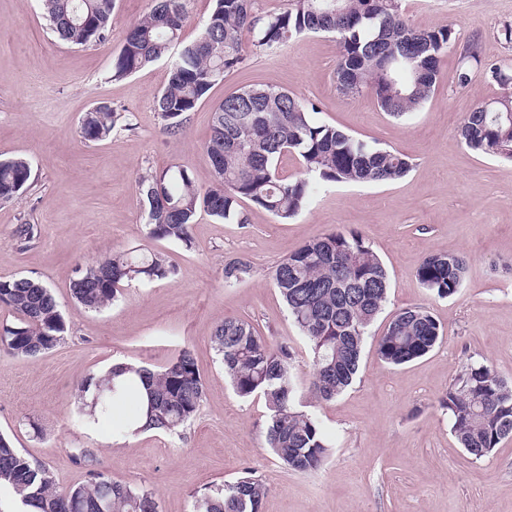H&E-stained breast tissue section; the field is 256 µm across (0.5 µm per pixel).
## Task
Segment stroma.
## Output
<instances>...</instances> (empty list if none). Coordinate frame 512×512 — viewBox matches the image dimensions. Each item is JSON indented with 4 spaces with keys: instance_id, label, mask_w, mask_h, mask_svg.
Wrapping results in <instances>:
<instances>
[{
    "instance_id": "obj_1",
    "label": "stroma",
    "mask_w": 512,
    "mask_h": 512,
    "mask_svg": "<svg viewBox=\"0 0 512 512\" xmlns=\"http://www.w3.org/2000/svg\"><path fill=\"white\" fill-rule=\"evenodd\" d=\"M154 0H115L109 37L78 47L50 32L39 0H0V158L24 157L31 188L0 204V277L41 280L66 323L58 347L35 358L0 356V434L44 463L58 487L86 480L76 449H98L115 481L155 492L160 512H192V495L254 470L269 488L262 512H512V439L474 459L459 447L440 397L475 359L512 378V161L467 148L458 127L477 103L501 94L486 73L512 63V0H400L408 22L451 26L455 40L431 99L398 120L370 91L337 87L339 45L309 34L274 52L242 40L243 64L225 73L178 137L161 130L154 101L165 62L114 78L112 62L133 23ZM484 63L468 87L451 81L463 46ZM262 84L315 103L316 119L381 148L405 154L412 169L384 184L320 187L310 206L283 222L244 201L245 223L200 215L192 243L145 235L135 180L147 171L189 167L199 187L212 170L203 152L212 109L225 94ZM105 102L129 117L104 140L88 143L80 121ZM34 225L29 242L17 225ZM359 233L384 263L388 300L369 329L352 387L312 411L332 441L323 467H282L265 438L264 399L238 397L224 380L211 336L226 318L250 321L270 342L288 343L300 387L312 379L309 347L271 280L275 267L305 241L332 231ZM147 248L165 254L172 277L123 286L102 312L71 295L74 269L112 251ZM431 252L460 253L462 288L441 299L422 287L417 269ZM252 266L244 281L224 283L227 262ZM424 307L443 328L442 341L409 364L390 367L375 353L394 314ZM189 347L206 381L198 414L176 433L128 434L104 419L89 426L74 412L78 382L114 363L162 367Z\"/></svg>"
}]
</instances>
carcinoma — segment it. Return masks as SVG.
<instances>
[{"mask_svg": "<svg viewBox=\"0 0 512 512\" xmlns=\"http://www.w3.org/2000/svg\"><path fill=\"white\" fill-rule=\"evenodd\" d=\"M53 35L74 46L107 39L114 0H40ZM190 0H155L152 10L129 30L112 64V76L124 77L161 60L168 62L167 82L154 106L166 134L182 135L191 113L224 73L243 62L241 36L273 52L310 33L333 34L340 45L337 85L356 95L368 89L378 106L395 118L421 108L435 93L443 56L454 39L450 26L412 27L398 0H288L279 11L257 16L252 0H214L201 37L181 44ZM479 56L460 59L454 82L472 81ZM512 93L479 104L467 113L459 136L471 150L512 161ZM318 107L294 94L251 85L224 97L213 108L211 135L204 145L213 174L202 190L193 172L181 165L138 178L146 236L191 245V229L205 212L223 221L245 222L239 203L247 200L282 221L296 217L320 182L384 183L405 177L412 163L402 153L378 148L334 125L320 124ZM122 115L98 104L82 117L87 142L106 138ZM290 153L303 169L299 177L279 173L278 162ZM28 159L0 160V203L12 202L31 186ZM467 262L459 254L435 252L422 260L420 283L440 298L461 287ZM251 265L236 260L224 265V282H241ZM173 265L159 252L119 250L91 265L80 266L71 282L78 304L100 312L133 281L163 280ZM272 279L290 316L311 351L310 395L330 401L354 382L369 328L382 312L390 288L388 272L357 233L333 231L305 241L273 271ZM0 305L13 317L0 325V355L35 359L64 341L66 324L51 289L24 276L0 278ZM443 338L440 322L421 307L400 310L376 343L378 358L400 366L430 352ZM212 343L224 375L242 398L262 397L269 410L266 440L289 471L318 470L331 447L317 417L303 409L293 373V353L271 345L252 324L240 319L219 322ZM141 384L144 397L135 432L171 433L191 421L205 396V383L192 351L184 347L159 370L115 363L103 375L77 384V414L88 424L111 414L129 389ZM452 432L468 455L480 459L512 438V380L481 362L467 364L440 397ZM77 459L89 472L83 483L59 490L50 470L24 456L0 435V485L11 487L33 512H159L156 495L115 481L97 469L92 448ZM265 483L245 472L230 484L211 485L193 495L192 512H261Z\"/></svg>", "mask_w": 512, "mask_h": 512, "instance_id": "carcinoma-1", "label": "carcinoma"}]
</instances>
